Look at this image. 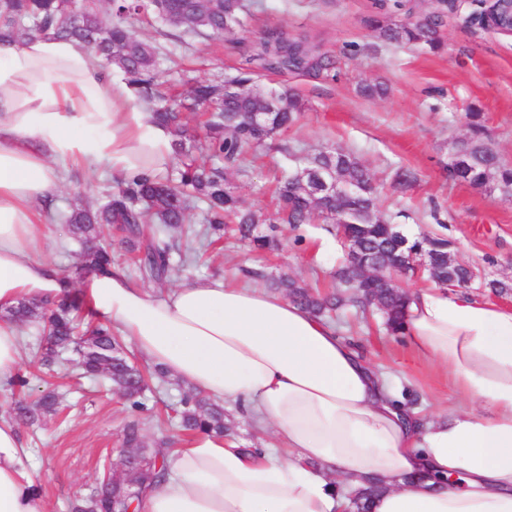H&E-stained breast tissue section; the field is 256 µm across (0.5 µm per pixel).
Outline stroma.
<instances>
[{
  "mask_svg": "<svg viewBox=\"0 0 512 512\" xmlns=\"http://www.w3.org/2000/svg\"><path fill=\"white\" fill-rule=\"evenodd\" d=\"M372 0H258L256 17L244 32L208 39L194 38L175 63H164L162 79L171 95L182 93L190 80L235 75L256 53L268 34L311 39L319 53L332 57L334 77L292 75L256 70L258 85L297 93L305 103L299 122L246 159L235 176L244 206L269 210L274 177L289 169L280 145L298 151L336 147L353 152L375 175L411 170L416 181L402 191H387L380 204L396 215L412 235L446 238L451 252L483 279L510 283L507 291L470 288L473 298L512 306V194L487 191L448 175L454 142L468 131L471 113L485 127V142L504 166L512 167V36L467 27L457 15L445 20V46L433 52L424 46L390 44L367 25ZM383 83L385 96L363 97L364 83ZM107 163L75 169L65 177L55 204L63 210L74 196L95 203ZM283 246L256 253L225 238L202 250L196 277L236 281L245 267L288 272L304 284L327 281L342 258L340 243L320 223L277 229ZM50 263L78 264V248L64 226L46 221L38 243ZM339 335L354 343L371 368L400 394L405 405L429 416L446 414L458 396L447 373L416 357L405 336L386 332L380 315L361 319L346 310L336 322ZM19 374L31 386L56 390L59 414L39 427L19 432L34 458L49 512H68L71 500L87 494L104 471L120 458V431L127 410L119 394L102 386L78 384L75 362L54 372L37 369L31 359L34 335L24 331Z\"/></svg>",
  "mask_w": 512,
  "mask_h": 512,
  "instance_id": "obj_1",
  "label": "stroma"
}]
</instances>
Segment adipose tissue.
Masks as SVG:
<instances>
[{
	"label": "adipose tissue",
	"instance_id": "adipose-tissue-1",
	"mask_svg": "<svg viewBox=\"0 0 512 512\" xmlns=\"http://www.w3.org/2000/svg\"><path fill=\"white\" fill-rule=\"evenodd\" d=\"M172 136L76 42L36 36L0 47V390L21 362L4 311L62 287L37 251L61 166L163 172ZM89 308L146 364L235 404L275 446L208 434L166 454L139 512H347L365 478L370 512H512V309L442 287L413 293L404 334L451 377L447 417L401 408L331 322L249 280H195L163 296L122 269L90 276ZM0 512H48L15 423L0 417Z\"/></svg>",
	"mask_w": 512,
	"mask_h": 512
}]
</instances>
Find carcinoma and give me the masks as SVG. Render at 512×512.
Wrapping results in <instances>:
<instances>
[{
  "label": "carcinoma",
  "instance_id": "1",
  "mask_svg": "<svg viewBox=\"0 0 512 512\" xmlns=\"http://www.w3.org/2000/svg\"><path fill=\"white\" fill-rule=\"evenodd\" d=\"M251 0H0V44L15 45L33 36L52 35L74 40L89 49L106 68L124 73L128 86L140 103L154 113L156 120L173 135L176 165L166 173H142L115 178L106 184L95 207L78 203L56 212L70 238L81 246V262L71 269L56 270L64 285L63 293L51 302L24 301L8 312L18 324L29 325L40 335L37 363L52 368L77 355L83 375L103 379L125 399L129 415L122 429V447L136 452L121 485L115 489L98 481L91 493L69 505L70 512H132L143 491L164 477L160 450L145 444V426L153 418L146 391L149 372L141 369L127 350L124 340L112 327L90 320L93 316L79 297L77 282L92 274L112 272V246L104 241L108 229L131 255L139 278L154 283L168 282L193 269L198 254L192 244H213L233 227L240 240L255 251L278 248L277 240L266 234L265 224H311L318 221L336 229L343 247L358 246L361 261H386L395 267L386 277H370L360 287L347 275L349 258L336 270L343 295H315L294 277L283 272L269 275L261 269L248 274L288 299L320 317L333 318L346 303L365 309L370 294L381 304L387 329L398 334L405 322L410 297L389 282L400 273L407 259L427 248L430 267L424 276L446 282L465 277L463 266L448 268V239L422 233L409 237L401 233L393 216L378 208L380 191L369 169L353 154L325 148L305 157V166L315 168L329 181L340 175L351 182L369 186L365 194L338 197L329 192L304 190L299 172L278 181L280 200L273 212L242 205L232 182L241 171L248 150L265 144L293 126L304 112L302 99L288 92L265 91L246 67L226 82H198L185 95L166 96L160 81L161 52L156 39L147 32L133 30L130 19L142 16L156 24L193 35H222L244 26L251 15ZM377 14L367 20L369 28L388 42L425 45L433 51L443 47L441 27L447 8L438 6L430 16L414 17L411 0H376ZM403 14L407 21L391 23L389 18ZM273 43L279 56L267 69L279 72H331L332 63L308 56L279 35H270L263 44ZM204 118V141L192 142L185 122L186 113ZM249 112L268 113L266 123L255 128L247 123ZM483 128L470 124L473 150L465 160L462 180L481 182L491 164L489 147L482 140ZM57 411L51 392L17 407V416L26 425H39ZM173 415L157 420L160 429L168 423L183 434L206 433L226 436L224 407L193 389L181 393L172 408ZM381 486L370 480L350 496L351 512H370V500Z\"/></svg>",
  "mask_w": 512,
  "mask_h": 512
}]
</instances>
